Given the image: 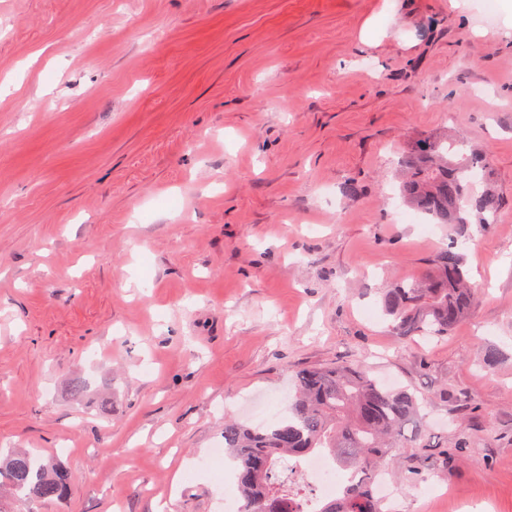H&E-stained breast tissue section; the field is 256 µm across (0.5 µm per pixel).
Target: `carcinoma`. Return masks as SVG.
<instances>
[{"label": "carcinoma", "mask_w": 512, "mask_h": 512, "mask_svg": "<svg viewBox=\"0 0 512 512\" xmlns=\"http://www.w3.org/2000/svg\"><path fill=\"white\" fill-rule=\"evenodd\" d=\"M454 142L437 137L424 142L422 165L413 169L405 193L423 201L432 214L451 211L456 223H467L464 205H471L484 223L497 210L494 195H474L468 170L489 166L487 156L473 152L453 164L447 156ZM475 302L460 254L449 247L434 260V270L419 284L398 283L384 295L392 331L400 339L416 336L442 339L469 314ZM288 414L261 429L233 418L224 419V447L232 453L240 512H303L307 486L297 461L324 449L349 472L336 497L320 512H383L373 482L386 458L399 448L406 427L418 433L419 399L406 389H390L370 378L362 366L336 365L301 369ZM295 461L290 474L278 466ZM0 489L35 512L34 505L65 497L71 475L58 465H44L25 451H8L0 460Z\"/></svg>", "instance_id": "carcinoma-1"}]
</instances>
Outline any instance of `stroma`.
I'll list each match as a JSON object with an SVG mask.
<instances>
[{
  "label": "stroma",
  "instance_id": "35a3bbf8",
  "mask_svg": "<svg viewBox=\"0 0 512 512\" xmlns=\"http://www.w3.org/2000/svg\"><path fill=\"white\" fill-rule=\"evenodd\" d=\"M445 133L500 209L423 236L391 194ZM450 246L470 317L397 339ZM339 362L422 399L404 512H512V0H0V443L72 473L39 512H224L225 418Z\"/></svg>",
  "mask_w": 512,
  "mask_h": 512
}]
</instances>
